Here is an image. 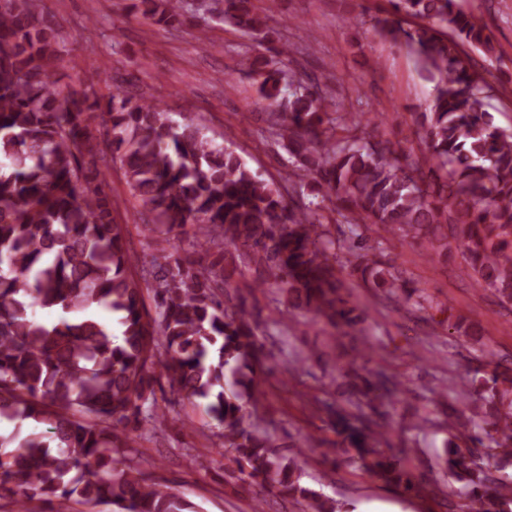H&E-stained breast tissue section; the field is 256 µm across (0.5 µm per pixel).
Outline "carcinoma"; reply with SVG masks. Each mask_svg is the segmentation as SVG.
<instances>
[{
  "label": "carcinoma",
  "mask_w": 512,
  "mask_h": 512,
  "mask_svg": "<svg viewBox=\"0 0 512 512\" xmlns=\"http://www.w3.org/2000/svg\"><path fill=\"white\" fill-rule=\"evenodd\" d=\"M141 2L144 13L174 20L183 0ZM389 3L373 30L409 47L433 84L413 140L376 138L363 113L344 111L317 78L287 76L259 54L248 66L269 109L267 131L312 183L309 200L294 180L262 179L203 126L173 121L152 99L118 88L103 106L93 85L61 83L58 34L32 0H0V423L43 426L0 434V512H33L34 500L194 512L128 457L131 433L161 429L164 380L224 428L227 475L257 504L268 492L309 512H341L259 428L262 383L276 360L246 298L230 292L243 265L263 268L260 285L342 335L363 334L359 282L420 309L446 308L390 258L394 239L432 261L460 254L461 272L512 306V130L493 124L491 85L454 44L490 55L492 33L458 0ZM273 8L224 0V19L263 42ZM404 16L421 24L407 29ZM102 107L104 148L92 131ZM110 162L148 208L153 232L190 230L204 255L171 256L134 275L102 174ZM323 210L349 232L333 234ZM99 307L119 315L120 335L94 315ZM39 309L57 320L39 319ZM448 328L484 352L479 326L457 317ZM345 377L355 407L372 396L391 404L400 393L383 374ZM448 430L442 456L460 512H512V481L498 476L512 460V376L467 375L448 404ZM368 472L419 487L397 455L372 460Z\"/></svg>",
  "instance_id": "obj_1"
}]
</instances>
